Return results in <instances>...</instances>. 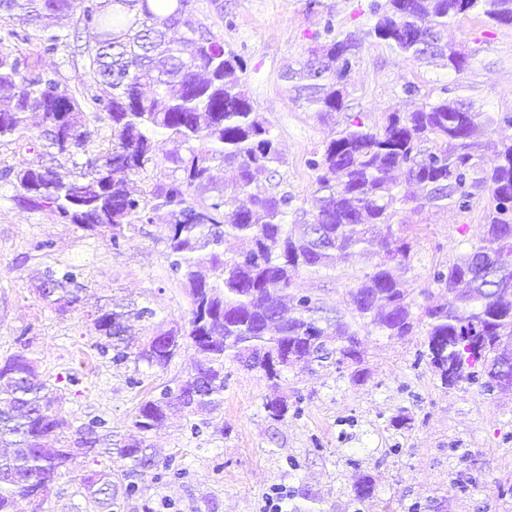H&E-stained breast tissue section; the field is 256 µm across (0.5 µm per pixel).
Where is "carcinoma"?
I'll return each mask as SVG.
<instances>
[{
    "mask_svg": "<svg viewBox=\"0 0 512 512\" xmlns=\"http://www.w3.org/2000/svg\"><path fill=\"white\" fill-rule=\"evenodd\" d=\"M372 21L352 31L325 19L308 56L290 65L283 79L295 98L322 119L341 118L337 129L309 153L306 168L315 189L303 205L269 184L282 163L271 126L257 112L247 87L246 63L199 17L195 0H0V19L11 23L9 44L0 40V87L13 90L0 105V139L27 128L40 116V135L60 154L86 145L89 122L106 115L111 147L85 163L80 178L65 182L37 162L0 181H19V202L48 210L119 250L128 233L152 222L163 209L171 218L165 243L173 275L190 297L184 324L157 326L130 344L125 320L151 319L143 307L129 314L100 306L89 314L101 358L165 371L184 348L197 361L187 375L142 400L131 419L136 435L114 439L102 416L83 420L62 411L53 385L43 379L26 345L0 358V512H16L17 499L43 512L41 490L70 472L75 453L123 461L81 477L84 512H123L143 496L148 474L171 469L172 460L150 452V435L175 415L200 432L201 420L224 402L226 363L264 374L279 385L284 371L324 364L348 374L355 385L370 379L362 333L389 339L424 336L418 360L448 390L512 373L500 362L512 350V137L493 139L511 112H487L471 99L422 91L408 83L403 93L419 100L410 112H391L378 127L350 112L344 69L363 46L379 43L405 58L467 71L472 56L445 40L448 24L476 17L491 26L512 25V0H371ZM94 26L96 44H78ZM35 44L33 53L25 46ZM74 47L90 77L107 92L88 99L52 93L56 74L41 68L44 55ZM495 161L487 165L485 150ZM173 164L146 200L128 181L150 168ZM230 168L235 178L217 185L212 169ZM485 194L482 231L470 249L429 272L433 291L404 287L397 271L411 270L416 237L397 226L401 214L425 209L472 208ZM208 196L200 219L186 220L197 196ZM234 238L240 249L224 252ZM361 266L362 277L346 289L349 312L328 314L319 299L291 292L302 274L337 263ZM81 273L46 267L38 294L60 314L81 303ZM267 417L283 420L284 396L263 403ZM366 474L354 483L353 499L374 496Z\"/></svg>",
    "mask_w": 512,
    "mask_h": 512,
    "instance_id": "obj_1",
    "label": "carcinoma"
}]
</instances>
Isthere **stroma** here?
I'll list each match as a JSON object with an SVG mask.
<instances>
[{
    "label": "stroma",
    "instance_id": "35a3bbf8",
    "mask_svg": "<svg viewBox=\"0 0 512 512\" xmlns=\"http://www.w3.org/2000/svg\"><path fill=\"white\" fill-rule=\"evenodd\" d=\"M367 2H196L199 17L223 38L225 50L245 60L254 105L284 158L271 181L296 199L309 197L312 176L305 160L330 137L333 125L292 100L283 67L307 55L324 18L343 31L368 24ZM228 16L233 26L225 25ZM448 37L475 51L463 74L405 59L382 44L366 46L350 77L354 111L370 126L382 113L407 111L411 104L403 88L413 82L426 90L455 89L488 112L512 113V25L489 27L472 17L449 27ZM109 138L107 124H100L73 156L57 153L42 138L4 140L0 168L36 161L71 179L86 159L109 148ZM20 193L16 183L0 182V357L28 343L42 377L57 386L63 410L83 419L103 416L115 433H128L137 403L161 384L184 377L195 354L182 351L164 372L114 365L95 354L86 314L124 299L152 308L155 325L182 320L190 300L169 268L163 240L169 218L157 212L116 251L108 239L20 205ZM484 205L480 199L465 213L451 208L413 216L420 244L406 275L409 287H427L432 264L469 249ZM49 266L80 269L86 291L77 310L59 314L39 298L40 277ZM359 275L358 267L342 263L300 277L295 289L341 310L346 288ZM420 342L417 336L366 337L371 378L360 386L331 366L316 373L285 372L275 390L262 373L231 367L224 404L212 414L211 426L195 436L176 422L153 435L159 456L172 458L175 471L161 482H146V497L156 512H266V497L276 490L287 496L289 512H512V393H487L476 384L452 392L437 387L428 368L414 364ZM73 372L80 378L75 385L66 379ZM133 377L139 387L130 386ZM275 391L300 400L301 415L268 419L262 404ZM401 411L409 425L393 429L389 420ZM218 425L223 433H215ZM92 466L91 458H78L54 486L45 512H82L80 477ZM359 474L376 481L374 497L362 504L351 495Z\"/></svg>",
    "mask_w": 512,
    "mask_h": 512
}]
</instances>
